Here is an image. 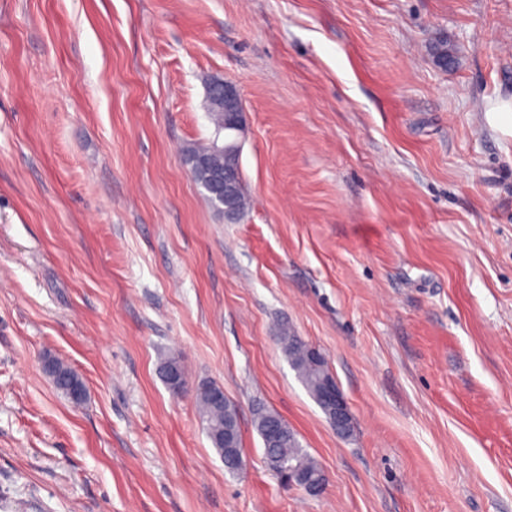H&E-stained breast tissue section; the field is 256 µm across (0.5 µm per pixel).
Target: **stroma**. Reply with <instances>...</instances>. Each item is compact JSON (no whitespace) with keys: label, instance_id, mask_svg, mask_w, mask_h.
<instances>
[{"label":"stroma","instance_id":"stroma-1","mask_svg":"<svg viewBox=\"0 0 512 512\" xmlns=\"http://www.w3.org/2000/svg\"><path fill=\"white\" fill-rule=\"evenodd\" d=\"M216 77L248 114L237 221L185 163ZM510 107L512 0H0V512H512ZM171 354L236 406L241 471ZM260 409L320 496L268 470ZM278 338L289 365L295 371L298 380L310 397L324 413L332 428L338 432L340 429L350 425L353 417L335 379L328 380L321 393L322 401L330 406L329 418L326 408L320 402V391L323 382L329 379L331 375L324 356L321 354V358L318 361H313L307 353L312 346L305 343L300 336H296L288 327L281 329ZM311 349L315 354L320 355L319 350L315 347ZM54 361L58 373L54 379L55 389L74 405L83 404L85 402H82L83 397L79 399L72 397V392L75 387H80L81 385L85 386L82 378L67 363L55 357ZM276 420L280 424V433L275 443L270 444L266 440L265 430L269 421ZM254 427L263 445L264 460L274 475L287 485L304 489L308 494H321L318 487H313L300 478L297 480L288 479V474L300 476L301 478L323 481L327 485L326 475L320 464L311 456L307 448H304L298 439L297 433L277 413L272 411H261L256 414Z\"/></svg>","mask_w":512,"mask_h":512}]
</instances>
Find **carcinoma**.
<instances>
[{
  "instance_id": "carcinoma-1",
  "label": "carcinoma",
  "mask_w": 512,
  "mask_h": 512,
  "mask_svg": "<svg viewBox=\"0 0 512 512\" xmlns=\"http://www.w3.org/2000/svg\"><path fill=\"white\" fill-rule=\"evenodd\" d=\"M279 341L298 380L321 408V411H326L324 405L320 403L323 382L330 378L325 358L312 360L308 356L310 345L286 327L281 329ZM176 362H178L177 357L168 358L163 363L160 375L169 390H176L183 394L188 390L187 379L183 377L175 381L170 373L171 364ZM55 365L57 369V376L54 379L55 389L71 403L82 404V399L72 397L73 389L83 385L82 378L71 366L58 358L55 359ZM195 399L202 421L205 423L207 436L213 448L224 461V468L230 473L238 472L240 460H242V448L237 408L224 396V390L211 382L197 387ZM271 420L280 424L279 436L273 444L268 443L265 435V430ZM254 427L263 445L264 460L280 481L288 480L290 474L307 479L327 481L320 464L303 447L297 433L279 414L272 411L257 413Z\"/></svg>"
}]
</instances>
